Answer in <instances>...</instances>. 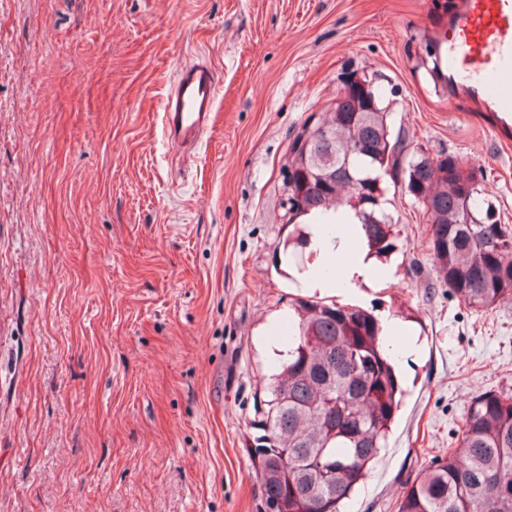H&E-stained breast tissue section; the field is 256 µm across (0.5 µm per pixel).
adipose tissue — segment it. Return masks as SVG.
Returning <instances> with one entry per match:
<instances>
[{"mask_svg":"<svg viewBox=\"0 0 512 512\" xmlns=\"http://www.w3.org/2000/svg\"><path fill=\"white\" fill-rule=\"evenodd\" d=\"M309 243L306 247L311 257L310 263L299 278L310 291L322 295H339L340 291L352 288L373 287L391 280L395 273L394 265L379 264L369 255L365 245L358 244L348 256L345 271L340 282L333 283L318 275V267L330 256L332 247L320 239L317 225H308Z\"/></svg>","mask_w":512,"mask_h":512,"instance_id":"adipose-tissue-1","label":"adipose tissue"}]
</instances>
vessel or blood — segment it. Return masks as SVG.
<instances>
[{
    "label": "vessel or blood",
    "instance_id": "1",
    "mask_svg": "<svg viewBox=\"0 0 512 512\" xmlns=\"http://www.w3.org/2000/svg\"><path fill=\"white\" fill-rule=\"evenodd\" d=\"M441 82L449 102L469 99L512 133V0H457L435 31ZM219 76L198 63L181 69L165 100L162 127L172 147L197 146L213 120Z\"/></svg>",
    "mask_w": 512,
    "mask_h": 512
}]
</instances>
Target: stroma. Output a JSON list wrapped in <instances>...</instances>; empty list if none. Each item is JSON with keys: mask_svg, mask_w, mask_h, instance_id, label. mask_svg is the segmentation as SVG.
I'll list each match as a JSON object with an SVG mask.
<instances>
[{"mask_svg": "<svg viewBox=\"0 0 512 512\" xmlns=\"http://www.w3.org/2000/svg\"><path fill=\"white\" fill-rule=\"evenodd\" d=\"M453 0H0V512H267L245 449L288 338L305 250L281 169L343 73L392 88L393 122L479 167L512 225V139L424 64ZM222 78L179 163L173 77ZM396 276L339 297L418 337L385 447L345 512H396L482 393L512 394V302L441 287L420 206L386 193Z\"/></svg>", "mask_w": 512, "mask_h": 512, "instance_id": "1", "label": "stroma"}]
</instances>
